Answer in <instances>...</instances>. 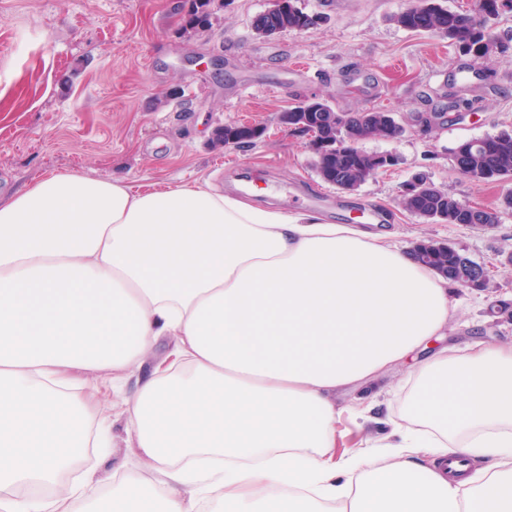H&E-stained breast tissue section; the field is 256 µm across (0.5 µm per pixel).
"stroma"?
Here are the masks:
<instances>
[{
  "mask_svg": "<svg viewBox=\"0 0 512 512\" xmlns=\"http://www.w3.org/2000/svg\"><path fill=\"white\" fill-rule=\"evenodd\" d=\"M414 0H301L320 23L257 37L254 18L270 0H231L208 31L185 33L176 0H0V196L57 172L120 178L136 185L209 183L246 201L304 211L333 224H362L377 207L376 231L399 246L424 238L462 249L491 273L486 288L453 286L462 321L445 340L463 349L512 342V322L495 313L512 302V179L459 176L449 153L461 140L512 129V59L476 65L452 41L393 21ZM474 72L460 83V70ZM182 101H165L172 86ZM345 112L394 113L399 140L364 141L397 152L399 166L342 192L316 174L308 137L279 121L297 97ZM263 127L256 145L213 149L227 123ZM419 172L462 203L499 209L486 230L427 224L397 203Z\"/></svg>",
  "mask_w": 512,
  "mask_h": 512,
  "instance_id": "stroma-1",
  "label": "stroma"
}]
</instances>
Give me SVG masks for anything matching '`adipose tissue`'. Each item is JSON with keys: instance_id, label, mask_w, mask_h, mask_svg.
I'll return each instance as SVG.
<instances>
[{"instance_id": "1", "label": "adipose tissue", "mask_w": 512, "mask_h": 512, "mask_svg": "<svg viewBox=\"0 0 512 512\" xmlns=\"http://www.w3.org/2000/svg\"><path fill=\"white\" fill-rule=\"evenodd\" d=\"M450 288L357 224L199 184L39 179L0 199V512L99 499L98 471L63 478L112 445L78 370L111 374L153 473L114 474L110 512H512V344L449 352ZM404 365L395 417L371 392ZM346 413L380 425L372 454L336 455ZM33 482L47 493L11 495Z\"/></svg>"}]
</instances>
